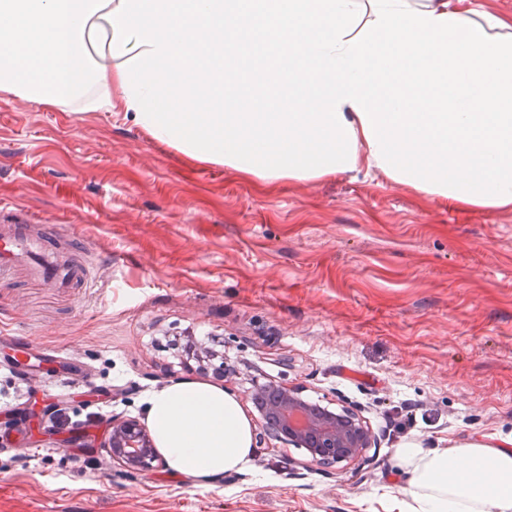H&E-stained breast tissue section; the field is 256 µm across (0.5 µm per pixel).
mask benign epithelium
I'll list each match as a JSON object with an SVG mask.
<instances>
[{
  "label": "benign epithelium",
  "mask_w": 512,
  "mask_h": 512,
  "mask_svg": "<svg viewBox=\"0 0 512 512\" xmlns=\"http://www.w3.org/2000/svg\"><path fill=\"white\" fill-rule=\"evenodd\" d=\"M216 375L226 383L238 379L248 383L254 426L280 443L305 449L311 463L328 468L344 466L362 459L376 447L375 431L353 410L344 407L336 412L311 403L302 396V388L270 378L262 380L227 361ZM63 410L62 401L47 406L30 404L24 416L5 417L4 425L53 432L59 427ZM101 438V447L112 449V459L130 472L149 473L160 465L161 457L151 434L134 418L113 415Z\"/></svg>",
  "instance_id": "benign-epithelium-1"
}]
</instances>
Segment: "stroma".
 I'll list each match as a JSON object with an SVG mask.
<instances>
[{"label":"stroma","instance_id":"35a3bbf8","mask_svg":"<svg viewBox=\"0 0 512 512\" xmlns=\"http://www.w3.org/2000/svg\"><path fill=\"white\" fill-rule=\"evenodd\" d=\"M0 200L55 224L89 285L0 271V412L65 400L81 430L144 418L185 379L167 339L218 336L232 361L358 411L372 461L329 475L265 438L201 486L130 475L52 435L0 444V512H408L399 450L512 448V210L462 212L383 175L245 180L160 144L127 112L0 100ZM59 352L20 372L11 339Z\"/></svg>","mask_w":512,"mask_h":512}]
</instances>
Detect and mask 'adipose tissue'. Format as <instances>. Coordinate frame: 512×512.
Wrapping results in <instances>:
<instances>
[{"mask_svg":"<svg viewBox=\"0 0 512 512\" xmlns=\"http://www.w3.org/2000/svg\"><path fill=\"white\" fill-rule=\"evenodd\" d=\"M0 95L128 112L264 183L366 167L461 210H512V14L488 0H0ZM146 420L173 474L241 469L251 422L185 379ZM417 512H512V449H400Z\"/></svg>","mask_w":512,"mask_h":512,"instance_id":"ef3b65f1","label":"adipose tissue"}]
</instances>
